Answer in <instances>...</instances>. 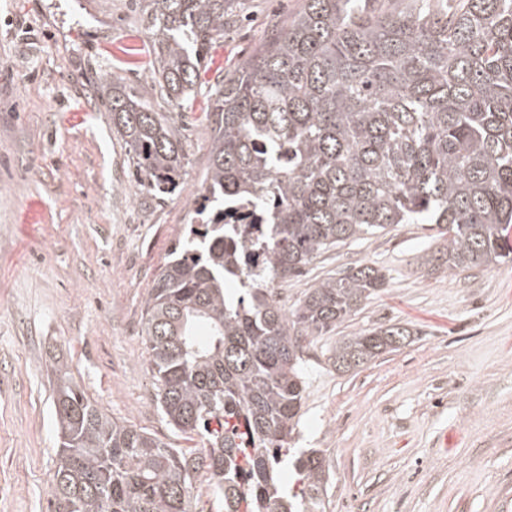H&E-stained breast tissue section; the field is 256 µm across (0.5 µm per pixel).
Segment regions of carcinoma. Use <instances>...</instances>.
Returning <instances> with one entry per match:
<instances>
[{
    "instance_id": "obj_1",
    "label": "carcinoma",
    "mask_w": 512,
    "mask_h": 512,
    "mask_svg": "<svg viewBox=\"0 0 512 512\" xmlns=\"http://www.w3.org/2000/svg\"><path fill=\"white\" fill-rule=\"evenodd\" d=\"M241 0H142L153 84L175 108L204 95L208 166L190 226L145 300L156 398L174 448L108 416L61 376L52 512H193L194 480L222 512H324V451H292L302 347L386 284L360 264L291 308L268 284L324 252L397 224H430L422 265L450 273L512 264V0H304L243 66L214 83L205 62ZM99 93L139 186L173 194L187 165L175 120L149 91L105 77ZM264 212L261 267L224 205ZM392 324L336 341L338 370L399 349ZM296 487H281V467Z\"/></svg>"
}]
</instances>
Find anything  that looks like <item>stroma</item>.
<instances>
[{
  "instance_id": "35a3bbf8",
  "label": "stroma",
  "mask_w": 512,
  "mask_h": 512,
  "mask_svg": "<svg viewBox=\"0 0 512 512\" xmlns=\"http://www.w3.org/2000/svg\"><path fill=\"white\" fill-rule=\"evenodd\" d=\"M303 0H244L213 49L232 72ZM153 54L138 0H0V512H49L57 461L54 368L109 416L178 448L155 398L144 301L185 233L212 136L204 98L172 111L188 166L180 189L142 191L94 90L133 91ZM424 224L338 246L280 283L293 307L314 283L367 263L386 286L303 349L294 441L324 450L325 512H512V268L428 271ZM400 324L398 351L342 372L341 336Z\"/></svg>"
}]
</instances>
